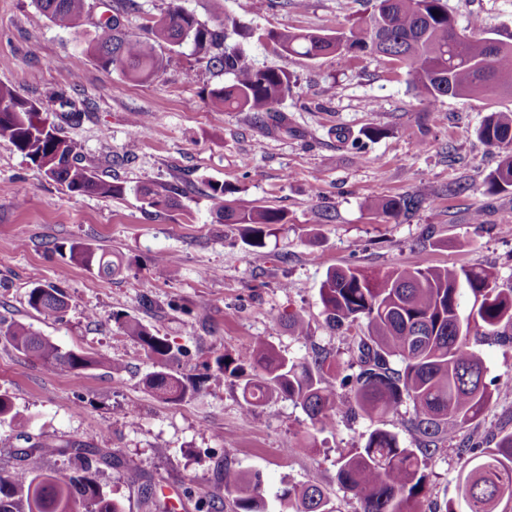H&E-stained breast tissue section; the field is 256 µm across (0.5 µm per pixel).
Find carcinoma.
<instances>
[{"label": "carcinoma", "instance_id": "carcinoma-1", "mask_svg": "<svg viewBox=\"0 0 512 512\" xmlns=\"http://www.w3.org/2000/svg\"><path fill=\"white\" fill-rule=\"evenodd\" d=\"M35 10L55 26L79 32L90 14L89 0H32ZM134 0H112V14L96 24L87 49L101 66L133 82L153 78L165 66L164 45L193 44L197 54L229 77L210 90L209 98L226 111L257 112L271 127L288 130L285 117L274 108L292 88L288 72L256 68L232 37L247 38L249 27L240 14L224 13V27L212 29L170 0L153 21L151 36L125 30L124 15ZM456 22L442 0H373L370 13L348 30L335 34L310 31L270 32L267 40L290 56L310 60L326 55L353 58L383 55L405 70L419 102L429 106L444 97L512 95V43L488 44L490 31L481 18L471 21L464 40L457 39ZM488 146L504 155L487 177V190L512 188V112H492L477 131ZM0 140L13 145L49 179L79 194L117 197L126 188L99 177L83 164L81 146L59 134L58 127L36 104L0 86ZM147 205L164 209L176 198L149 187L136 189ZM233 189L216 182L208 187L217 219L244 225L246 244L263 256L271 226L288 223L277 208L234 198ZM428 200L424 190L379 199L373 208L397 219L418 211ZM72 256L90 270L115 275L122 261L91 246L72 248ZM473 304L464 312L463 298ZM328 325L350 339L358 352V371L342 377L347 396L336 395V369L319 351L292 358L257 339L233 354L220 353L207 377L240 381L244 409L261 407L273 398H287L306 414L312 428L322 430L342 414H361L374 424L365 444L343 456L336 472L340 488L359 503V512H422L428 459L453 442L458 430L478 419L493 392L509 382L486 380L482 358L468 346L476 332L486 341L500 339L503 323L512 324V288H500L494 275L476 267L418 264L387 272L358 267L330 270L319 288ZM28 306L45 322L63 320L68 303L54 284H36ZM124 332L137 338L155 370L146 390L158 399L178 404L191 398L197 385L179 369L184 348L153 333L138 319L122 320ZM0 336L18 352L32 355L53 371L79 379L109 360L66 350L24 323L0 326ZM402 367H392V359ZM412 405L416 446L400 444L384 421ZM22 431L25 456H62L70 469L48 474L34 468L0 473V512H123L121 503L104 492L96 479L99 459L80 441L52 444L23 432L26 422L14 412L11 398L0 392V420ZM464 463L457 475L460 509L446 512H503L512 502V433L501 434L495 447L478 443L457 448ZM224 492L232 512H267L260 477L248 470L224 466ZM279 512H342L332 494L318 484L285 488L278 495Z\"/></svg>", "mask_w": 512, "mask_h": 512}]
</instances>
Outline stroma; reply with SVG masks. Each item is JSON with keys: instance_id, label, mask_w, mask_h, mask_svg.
Listing matches in <instances>:
<instances>
[{"instance_id": "35a3bbf8", "label": "stroma", "mask_w": 512, "mask_h": 512, "mask_svg": "<svg viewBox=\"0 0 512 512\" xmlns=\"http://www.w3.org/2000/svg\"><path fill=\"white\" fill-rule=\"evenodd\" d=\"M458 27L484 19L496 38L512 40V0H447ZM369 0H251L250 28L333 33L366 15ZM256 67L288 71L294 86L277 105L287 132L271 129L252 112L214 108L210 89L225 77L192 46L165 50L158 76L132 82L105 70L74 32L39 16L31 0H0V84L36 102L60 133L78 141L86 165L123 183L121 197L76 194L46 178L23 154L0 141V319L21 321L66 349L100 354L120 371L95 368L81 382L46 369L0 338V391L34 438L79 440L111 456L97 480L124 512H148L145 489L171 512H198L205 499L223 496L225 465L259 472L269 512L275 495L313 482L330 490L342 512L358 503L336 482L339 459L366 440L368 419L338 417L302 445L309 421L301 408L278 398L244 414L236 379H209L213 352H236L261 338L297 358L327 351L338 375L356 357L325 321L319 287L327 272L354 265L386 271L427 260L437 266H477L512 287V190L491 193L486 178L500 159L477 130L493 111L512 109V96L443 98L421 106L402 69L384 56L343 62L274 52L266 42L245 43ZM80 122L60 121L62 109ZM143 132L130 133L132 118ZM378 128L382 137L356 150ZM222 182L239 196L284 210L287 223L266 239L255 259L236 224L217 223L208 185ZM177 185L176 205L153 209L133 192ZM458 195L447 196L451 187ZM426 189L429 200L411 218L371 210L378 197ZM90 245L119 255L120 275L108 277L70 256ZM162 255L179 276L155 274ZM56 284L68 300L62 321L43 322L27 304L34 284ZM150 305H142V296ZM298 313L308 336L288 332ZM138 318L152 332L184 346L181 370L201 380L200 391L179 405L148 393L153 366L118 318ZM136 409L137 420L125 413ZM512 432V392L494 394L478 421L464 425L457 443L494 447ZM24 441L0 424V470L24 465L64 472L66 458L35 461L21 455ZM463 464L455 446L428 463L425 512L457 507L456 475Z\"/></svg>"}]
</instances>
